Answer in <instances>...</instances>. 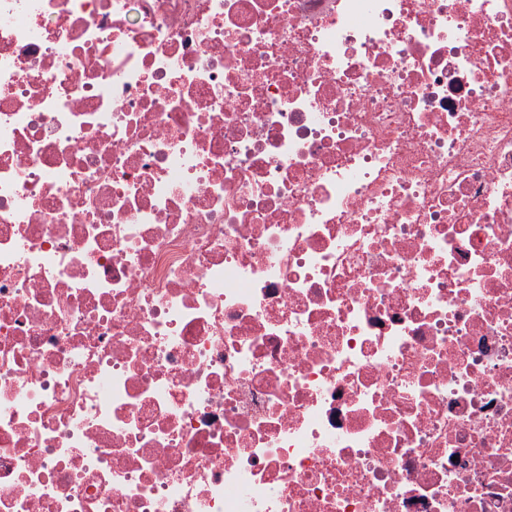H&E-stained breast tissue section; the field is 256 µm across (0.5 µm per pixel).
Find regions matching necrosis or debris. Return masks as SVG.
<instances>
[{
  "label": "necrosis or debris",
  "mask_w": 512,
  "mask_h": 512,
  "mask_svg": "<svg viewBox=\"0 0 512 512\" xmlns=\"http://www.w3.org/2000/svg\"><path fill=\"white\" fill-rule=\"evenodd\" d=\"M0 512H512V0H0Z\"/></svg>",
  "instance_id": "4bbe7bcc"
}]
</instances>
